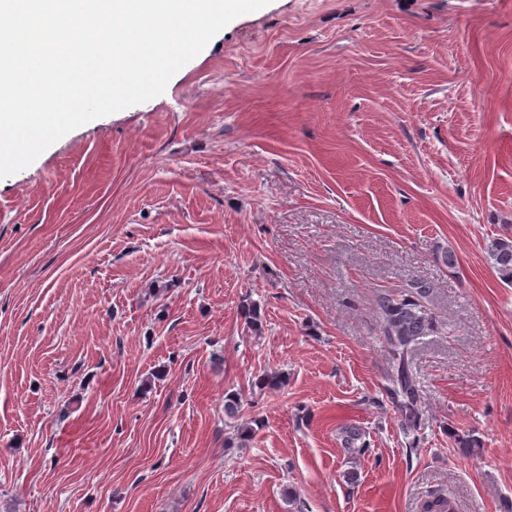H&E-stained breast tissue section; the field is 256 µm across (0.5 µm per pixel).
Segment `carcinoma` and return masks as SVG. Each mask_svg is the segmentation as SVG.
Instances as JSON below:
<instances>
[{"mask_svg": "<svg viewBox=\"0 0 512 512\" xmlns=\"http://www.w3.org/2000/svg\"><path fill=\"white\" fill-rule=\"evenodd\" d=\"M496 277L505 285H512V238H493L485 245ZM430 287L421 281L399 288L378 291L376 316L379 336L391 357L384 391L401 418V428L407 436L420 425L421 394L408 365V356L435 330V317L429 308ZM286 375L267 371L259 375L254 386L261 390H275L285 386ZM242 409L239 394L228 392L224 397V415L238 417ZM363 433L356 428L342 430V448L347 459H355L365 448Z\"/></svg>", "mask_w": 512, "mask_h": 512, "instance_id": "cac0c4a2", "label": "carcinoma"}]
</instances>
